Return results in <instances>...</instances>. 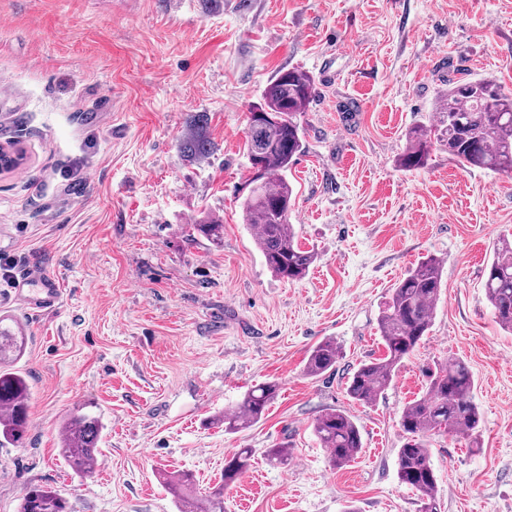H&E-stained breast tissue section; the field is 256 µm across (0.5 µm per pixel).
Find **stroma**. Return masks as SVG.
I'll return each mask as SVG.
<instances>
[{"label": "stroma", "instance_id": "35a3bbf8", "mask_svg": "<svg viewBox=\"0 0 512 512\" xmlns=\"http://www.w3.org/2000/svg\"><path fill=\"white\" fill-rule=\"evenodd\" d=\"M452 66L512 91V0H0V143L26 153L0 173V257L14 262L0 316L26 328L31 383L29 439L0 447V512L34 484L70 512H177L162 473H192L203 493L239 448L255 455L224 512H419L397 474L400 416L449 358L471 371L482 431L431 436L438 512H512V332L484 289L512 234V176L437 148L425 168L399 165ZM292 67L316 82L288 180L317 260L295 282L266 267L240 207L249 109ZM199 134L210 153L185 157ZM210 220L221 241L192 233ZM431 255L443 290L427 338L373 403H352L353 369L384 354L390 289ZM35 267L62 288L37 314L14 296ZM326 338L336 368L308 377ZM267 381L280 391L264 418L225 433L218 415ZM81 408L104 423L87 479L59 453ZM329 409L362 434L340 469L311 428ZM283 443L287 466L270 465Z\"/></svg>", "mask_w": 512, "mask_h": 512}]
</instances>
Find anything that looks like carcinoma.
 Listing matches in <instances>:
<instances>
[{
	"instance_id": "carcinoma-1",
	"label": "carcinoma",
	"mask_w": 512,
	"mask_h": 512,
	"mask_svg": "<svg viewBox=\"0 0 512 512\" xmlns=\"http://www.w3.org/2000/svg\"><path fill=\"white\" fill-rule=\"evenodd\" d=\"M315 94L310 75L297 68L279 71L267 84L262 102L254 105L271 119L247 124L244 148L248 161L258 160L262 177L254 171L244 181L242 201L245 223L254 229V240L267 268L288 281L305 278L316 260L305 250L291 224L293 188L288 170L303 151L304 132L297 115L306 111ZM448 153L465 168H481L512 175V93L486 78H448V92L438 100L435 120L412 128L399 166L407 171L426 166L432 146ZM194 230L212 241L222 239L224 225L215 221L196 224ZM485 295L496 322L512 331V240L503 238L494 248L486 269ZM442 294V260L429 257L412 268L390 290L378 319L384 355L359 363L346 387L347 396L360 404L374 402L392 383L400 365L429 333L433 311ZM26 344L24 327L0 316V446L21 447L29 433L30 384L17 368ZM340 348L331 339L314 345L304 373L317 378L332 370ZM473 378L458 358L438 365L428 374L426 393L408 403L400 424L407 437L397 459L398 477L415 491L421 512H437V476L431 463L429 437L462 435L472 440L481 432V412L473 401ZM279 384L265 382L235 405L224 409V432L238 433L258 423L277 398ZM104 425L100 418L73 413L61 425L60 452L80 477L92 476L101 455L99 441ZM312 430L321 447L329 450L335 467L350 463L363 448L360 427L348 413L331 409L320 414ZM253 449L240 448L224 464V483L207 495H193L189 473L163 475L179 512H224V486L236 481L249 466ZM20 512H69L66 499L41 485L28 488Z\"/></svg>"
}]
</instances>
